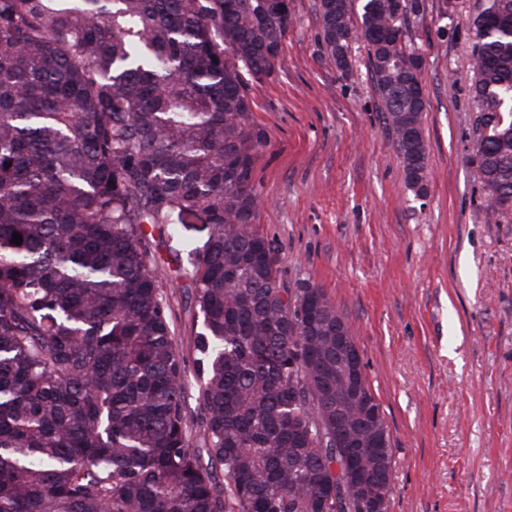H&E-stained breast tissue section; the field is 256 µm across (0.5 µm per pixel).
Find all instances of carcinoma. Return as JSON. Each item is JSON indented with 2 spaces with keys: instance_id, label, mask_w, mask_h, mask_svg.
<instances>
[{
  "instance_id": "1",
  "label": "carcinoma",
  "mask_w": 512,
  "mask_h": 512,
  "mask_svg": "<svg viewBox=\"0 0 512 512\" xmlns=\"http://www.w3.org/2000/svg\"><path fill=\"white\" fill-rule=\"evenodd\" d=\"M481 7V206L512 224V0ZM318 15L338 68L365 44L404 184L424 195L425 76L404 33L423 0H319ZM289 21L265 0H0V512H359L367 491L390 497L370 482L392 473L385 417L359 430L345 402L336 326H350L324 289L281 281L255 225L267 135L243 74L271 69ZM194 221L207 239L183 241L174 272L199 318L202 449L148 247ZM338 404L355 479L336 472Z\"/></svg>"
}]
</instances>
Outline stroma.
<instances>
[{"mask_svg": "<svg viewBox=\"0 0 512 512\" xmlns=\"http://www.w3.org/2000/svg\"><path fill=\"white\" fill-rule=\"evenodd\" d=\"M292 22L271 70L250 79L255 123L268 137L252 180L256 223L282 280L323 288L350 325L388 425V512H512V224L488 223L467 161L476 117L470 17L424 0L409 36L424 57L427 191L402 163L355 43L349 71L326 49L317 0H288ZM194 369L196 309L151 249Z\"/></svg>", "mask_w": 512, "mask_h": 512, "instance_id": "stroma-1", "label": "stroma"}]
</instances>
